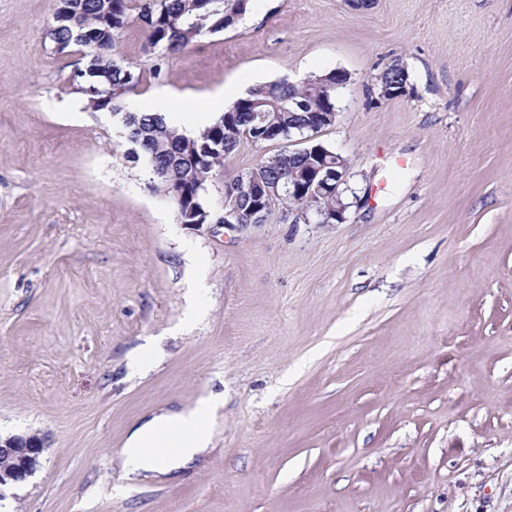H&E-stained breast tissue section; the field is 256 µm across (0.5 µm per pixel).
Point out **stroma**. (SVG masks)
Here are the masks:
<instances>
[{
  "label": "stroma",
  "instance_id": "35a3bbf8",
  "mask_svg": "<svg viewBox=\"0 0 512 512\" xmlns=\"http://www.w3.org/2000/svg\"><path fill=\"white\" fill-rule=\"evenodd\" d=\"M55 0H0V434H40L0 512H512V0H255L155 90L349 74L318 139L343 222L181 224L69 84ZM404 95L381 96L391 64ZM283 142L242 143L209 187ZM224 398L147 484L121 450ZM217 407L214 398L206 397L192 408L155 416L135 429L122 449L126 477L136 482L151 480L179 470L203 454L211 442ZM189 431L193 434L181 440L182 434ZM166 439H178L176 449L167 441L166 448L159 449L174 451L157 455L150 450Z\"/></svg>",
  "mask_w": 512,
  "mask_h": 512
}]
</instances>
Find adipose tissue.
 <instances>
[{
    "mask_svg": "<svg viewBox=\"0 0 512 512\" xmlns=\"http://www.w3.org/2000/svg\"><path fill=\"white\" fill-rule=\"evenodd\" d=\"M217 407L214 398L206 397L194 407L155 416L135 429L122 450L127 478L136 482L151 480L181 469L203 454L211 442ZM167 439L177 440L176 449L155 454L156 445Z\"/></svg>",
    "mask_w": 512,
    "mask_h": 512,
    "instance_id": "obj_1",
    "label": "adipose tissue"
}]
</instances>
